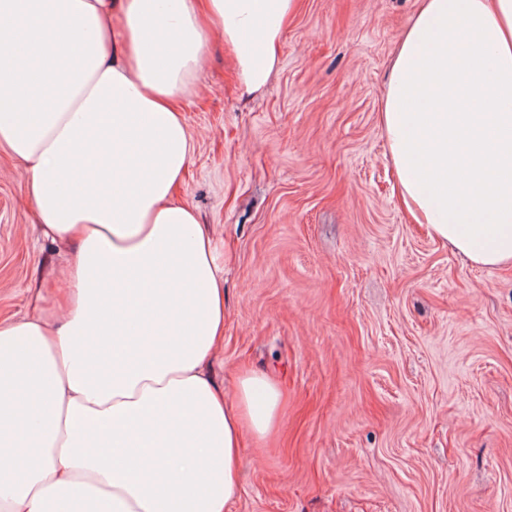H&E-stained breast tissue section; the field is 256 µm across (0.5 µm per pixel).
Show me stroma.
Masks as SVG:
<instances>
[{
    "mask_svg": "<svg viewBox=\"0 0 512 512\" xmlns=\"http://www.w3.org/2000/svg\"><path fill=\"white\" fill-rule=\"evenodd\" d=\"M418 0H302L280 66L242 95L222 37L182 102L179 196L224 269L217 381H278L231 512H512V267L412 223L378 112ZM23 166L0 148V316L63 285Z\"/></svg>",
    "mask_w": 512,
    "mask_h": 512,
    "instance_id": "1",
    "label": "stroma"
}]
</instances>
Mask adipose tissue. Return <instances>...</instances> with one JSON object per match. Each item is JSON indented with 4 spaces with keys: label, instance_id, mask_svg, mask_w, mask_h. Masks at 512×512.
Instances as JSON below:
<instances>
[{
    "label": "adipose tissue",
    "instance_id": "ef3b65f1",
    "mask_svg": "<svg viewBox=\"0 0 512 512\" xmlns=\"http://www.w3.org/2000/svg\"><path fill=\"white\" fill-rule=\"evenodd\" d=\"M300 0H0V147L67 244L47 310L0 318V512H230L245 439L283 410L273 377L224 388V277L178 198L179 100L208 37L261 92ZM414 223L512 265V0H420L379 112Z\"/></svg>",
    "mask_w": 512,
    "mask_h": 512
}]
</instances>
